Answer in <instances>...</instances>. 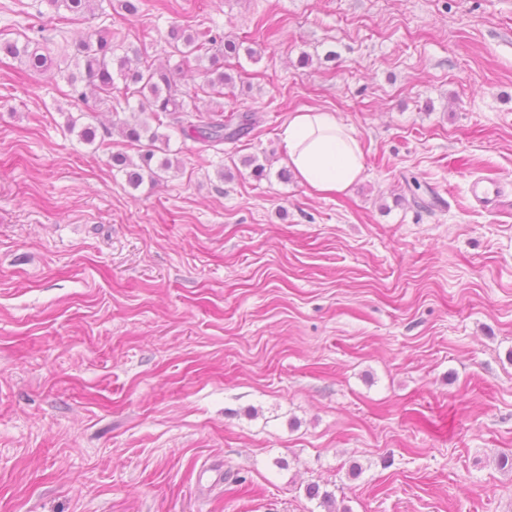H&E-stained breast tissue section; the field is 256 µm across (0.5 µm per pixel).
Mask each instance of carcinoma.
Instances as JSON below:
<instances>
[{"label":"carcinoma","mask_w":512,"mask_h":512,"mask_svg":"<svg viewBox=\"0 0 512 512\" xmlns=\"http://www.w3.org/2000/svg\"><path fill=\"white\" fill-rule=\"evenodd\" d=\"M46 4L64 24L104 12L102 0H46ZM171 39L172 55L180 57L174 68L141 62V51L130 52L113 44L112 31L106 26L90 27L60 44L26 34L21 38L3 37L0 57L19 62L32 77L43 75L53 65L57 74L67 80L73 97L83 102L91 98L106 100L116 115L125 111L129 100L126 93H114L115 78L124 82L126 91L132 89L141 96L139 111L149 113L151 121L120 120L113 124L125 142L137 147L138 159L111 154L112 162L125 171L127 184L137 189L146 181H161L162 174L173 167L169 158L157 157V153L169 151L170 136L159 132L164 119L171 118L183 139L200 144L204 151H217L225 143L240 141L257 124L256 114L248 110L224 116L220 103L224 86L232 84L231 75L224 72V60L239 57L242 50L252 58V48L243 47L241 41L224 39L211 27L195 32L175 29ZM73 64L83 69L80 75L69 71ZM193 71L203 76L210 97L218 99L215 106L202 109L194 97L179 88L175 75Z\"/></svg>","instance_id":"carcinoma-1"}]
</instances>
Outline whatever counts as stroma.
Instances as JSON below:
<instances>
[{
  "label": "stroma",
  "instance_id": "1",
  "mask_svg": "<svg viewBox=\"0 0 512 512\" xmlns=\"http://www.w3.org/2000/svg\"><path fill=\"white\" fill-rule=\"evenodd\" d=\"M46 9L0 0V32L59 39ZM111 13L157 65L175 27L245 42L224 110L259 123L219 154L170 130L134 190L108 104L0 63V512H324L311 484L342 512H512V0ZM309 108L362 141L345 192L278 176Z\"/></svg>",
  "mask_w": 512,
  "mask_h": 512
}]
</instances>
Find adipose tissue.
I'll list each match as a JSON object with an SVG mask.
<instances>
[{"label":"adipose tissue","mask_w":512,"mask_h":512,"mask_svg":"<svg viewBox=\"0 0 512 512\" xmlns=\"http://www.w3.org/2000/svg\"><path fill=\"white\" fill-rule=\"evenodd\" d=\"M282 142L288 166L299 181L317 193H341L364 170V150L356 132L335 113L306 109L291 113Z\"/></svg>","instance_id":"obj_1"}]
</instances>
